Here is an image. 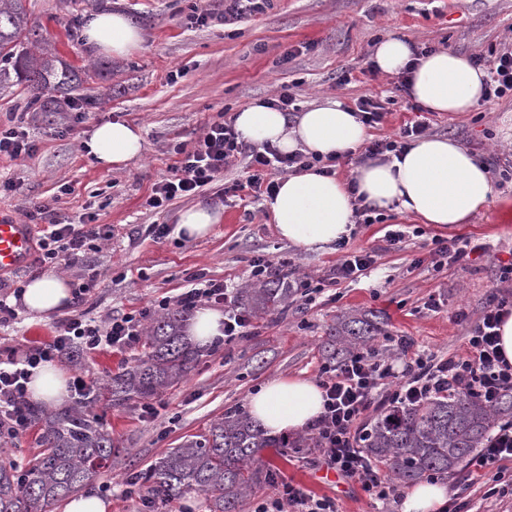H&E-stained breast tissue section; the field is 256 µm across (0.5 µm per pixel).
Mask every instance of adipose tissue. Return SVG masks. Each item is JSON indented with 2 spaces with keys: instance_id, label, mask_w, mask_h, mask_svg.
Here are the masks:
<instances>
[{
  "instance_id": "adipose-tissue-1",
  "label": "adipose tissue",
  "mask_w": 512,
  "mask_h": 512,
  "mask_svg": "<svg viewBox=\"0 0 512 512\" xmlns=\"http://www.w3.org/2000/svg\"><path fill=\"white\" fill-rule=\"evenodd\" d=\"M84 35L96 53L115 58L132 55L144 42L142 28L117 10L91 16ZM373 59L388 74L414 63L411 97L425 111L459 114L483 97L486 70L456 52L440 49L417 59L403 38L389 35L377 43ZM234 122L245 140L270 144L284 154L344 155L368 137L358 114L333 98L292 118L255 101L236 112ZM84 149L98 166L109 169L139 159L144 139L139 127L116 120L95 126ZM360 199L425 224L451 226L470 223L495 195L485 165L466 148L448 138L425 136L413 141L402 157L360 164L349 178L313 168L281 178L265 205L280 238L302 252L320 254L349 235ZM70 299L66 279L49 271L27 284L22 303L32 320L46 321L65 311ZM68 381L57 365L46 364L33 376L30 396L46 405L62 403L69 397ZM322 406L316 382L297 377L267 381L248 397L252 419L275 435L305 430Z\"/></svg>"
}]
</instances>
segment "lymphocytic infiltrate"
Returning a JSON list of instances; mask_svg holds the SVG:
<instances>
[{
  "mask_svg": "<svg viewBox=\"0 0 512 512\" xmlns=\"http://www.w3.org/2000/svg\"><path fill=\"white\" fill-rule=\"evenodd\" d=\"M471 62L488 73L485 100L512 94V50L475 55ZM240 158L249 171L247 187L255 195L269 197L277 188L274 174L300 172L317 164L323 174L329 175L340 164L336 157L323 164L315 155L299 151L284 155L267 145H252L242 139L233 122L222 120L207 127L191 148L182 150L168 176L152 188L147 206L160 209L203 190L223 177ZM36 214L45 222L38 246L39 261L47 268L84 267L88 254L97 250L100 242L112 238L111 225L98 223L92 214L78 224L61 222L42 207L37 208ZM337 247L342 255L330 273L331 282L354 281L373 270L377 262L375 250H351L343 240ZM193 280V287L172 303L193 309L205 304L223 306L225 341L245 336L251 325L250 314L234 305L227 286L201 273L195 274ZM499 280L508 284V291L492 297L480 315L471 316L463 307L454 313L455 322L466 328L463 355L442 358L420 354L414 352L410 339L399 336L394 340V356L401 361V368L378 360L375 348L370 346L321 367L324 403L314 429L327 469L342 479L359 482L370 499H388L392 486L381 477L375 460L363 451L368 433L365 416L375 397H383L392 407H406L434 396L459 393L490 406L502 394L512 392V363L502 353L498 333L502 320L512 315V263L500 266ZM172 303L162 300L158 306L165 309ZM142 319V314L126 313L99 322L85 311L76 310L59 323L51 341L21 351L11 348L1 355L0 445H18L34 425L27 384L35 369L90 351L134 349L144 333ZM511 461L510 419L498 424L473 460L474 468L482 471L489 483L490 494L512 493V482L504 480L505 465ZM253 512H339V508L335 498L313 494L280 476Z\"/></svg>",
  "mask_w": 512,
  "mask_h": 512,
  "instance_id": "1",
  "label": "lymphocytic infiltrate"
}]
</instances>
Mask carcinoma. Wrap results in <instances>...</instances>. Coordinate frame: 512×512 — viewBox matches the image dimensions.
I'll return each instance as SVG.
<instances>
[{"label":"carcinoma","mask_w":512,"mask_h":512,"mask_svg":"<svg viewBox=\"0 0 512 512\" xmlns=\"http://www.w3.org/2000/svg\"><path fill=\"white\" fill-rule=\"evenodd\" d=\"M28 0H0V90L24 85L33 92L36 112H59L61 104L79 90L88 71L65 61L49 45L42 27L31 20ZM293 294L283 275L249 290L239 305L255 316L280 310ZM191 310L176 307L155 320L141 352L107 379L104 393L94 390L76 405L49 411L30 409L40 427L39 451L29 460L25 479L16 464L0 458V512H45L87 486L118 452L112 433L91 418L87 407L106 395L114 406L150 400L185 379L199 351L184 335ZM376 313L342 316L330 328L323 351L330 360L365 344L379 331ZM512 419V394L488 407L462 394L430 398L416 406L383 409L374 416L366 452L387 464L397 481L410 484L460 467L481 447L496 422ZM311 437L271 436L253 424L240 408L224 413L205 432L169 449L150 468L135 472L136 488L145 490L158 509L190 492L202 493L208 512H238L244 491L269 480L272 469L261 452L285 448L299 454L312 448Z\"/></svg>","instance_id":"carcinoma-1"}]
</instances>
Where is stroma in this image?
<instances>
[{
    "label": "stroma",
    "mask_w": 512,
    "mask_h": 512,
    "mask_svg": "<svg viewBox=\"0 0 512 512\" xmlns=\"http://www.w3.org/2000/svg\"><path fill=\"white\" fill-rule=\"evenodd\" d=\"M27 6L60 55L77 67L97 60L82 37L93 8L120 9L145 31L141 50L112 59L111 77L93 80L87 92L91 103L81 122H74L69 111L52 123L27 112L30 95L24 86L0 93V126L24 116L36 145L28 157L0 156V209L22 221L38 204L74 224L93 213L98 223L112 227L111 240L89 256L97 278L83 307L92 317L137 312L177 296L200 270L236 290L251 288L250 261L257 256L288 259L283 269L288 279L306 278L322 287L312 302L293 296L285 313L254 319L249 336L204 348L188 377L156 396L161 410L153 421H143L137 401L92 406L91 414L106 425L121 452L113 456L109 470L88 484V491L148 467L228 410L246 407L249 394L272 378L317 379L326 362L322 343L337 317L380 314L383 324L372 344L383 359L391 336L409 337L415 350L425 354L463 353L465 330L454 323V311L463 306L479 314L499 287V265L512 260V180L493 177L494 205L469 224L439 227L389 213L382 223L357 225L348 245L377 249V267L367 277L338 285L328 279L338 251L300 252L278 236L263 199L247 189L225 192L226 182L245 181L243 166L230 168L224 180L165 211L149 210L145 201L174 164L177 147H190L210 123L277 96L285 85L301 111L325 96L350 108L365 94L394 97L382 123L370 130L375 139L423 119L430 135L458 141L482 160L511 156L512 97L479 102L456 116L412 111L395 90L396 76L372 75L365 68L378 41L388 35L467 56L512 47V0H275L272 9L248 20L204 27L186 26L185 16L194 10L222 11V0H98L93 7L85 0H28ZM288 49L295 50V58L276 67ZM176 69L182 75L170 81L169 73ZM345 70L351 80L343 84L339 76ZM114 120L141 129L144 152L134 163L107 171L86 155L83 141L94 125ZM198 203L224 209L222 223L213 225L206 238L192 241L173 234L156 243L137 237V228L177 223L182 209ZM390 224L408 227L405 249L384 248ZM451 236L487 244L488 249L471 256L466 268L435 270L430 263L433 240ZM431 297L439 300V309L428 310ZM16 312L15 320L0 326V350L36 345L55 335L58 318L35 323L24 307ZM133 357L130 351L101 350L65 357L58 364L69 377L103 383ZM318 459L313 448L285 458L273 449L263 453L266 466L316 495L335 497L341 512H399L406 485L395 484L393 497L373 502L358 482H322ZM439 481L449 495L467 500L471 512H512V499L487 496L469 466L441 475Z\"/></svg>",
    "instance_id": "obj_1"
}]
</instances>
